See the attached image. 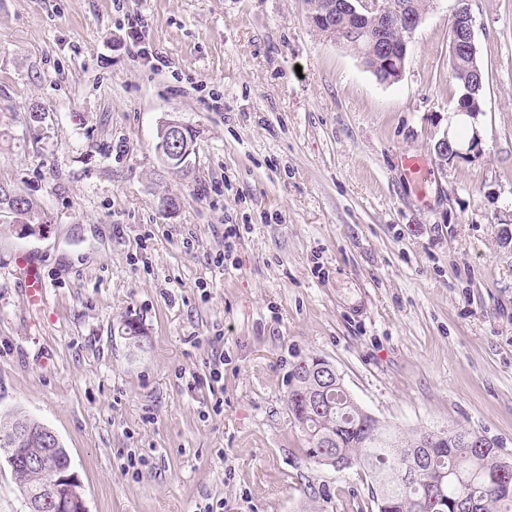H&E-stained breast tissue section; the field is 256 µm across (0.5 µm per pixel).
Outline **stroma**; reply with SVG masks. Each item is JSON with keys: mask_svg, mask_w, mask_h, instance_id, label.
Segmentation results:
<instances>
[{"mask_svg": "<svg viewBox=\"0 0 512 512\" xmlns=\"http://www.w3.org/2000/svg\"><path fill=\"white\" fill-rule=\"evenodd\" d=\"M454 4L433 0L388 84L305 0H0V185L43 218L0 219V422L56 431L88 512H302L306 478L351 512L371 477L307 461L288 417L311 356L396 430L464 427L512 456V0H467L481 144L441 166ZM172 116L197 137L186 171L156 152ZM400 164L405 176L418 187L419 193L426 195L432 176L425 158L418 154H406L401 157Z\"/></svg>", "mask_w": 512, "mask_h": 512, "instance_id": "stroma-1", "label": "stroma"}]
</instances>
